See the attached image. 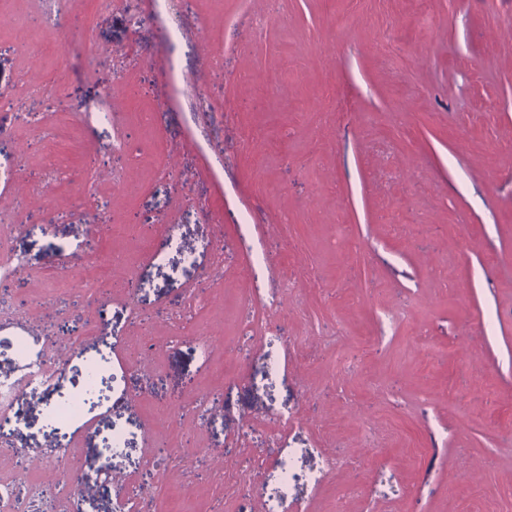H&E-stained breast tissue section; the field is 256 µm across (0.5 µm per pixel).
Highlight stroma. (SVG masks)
<instances>
[{
	"label": "stroma",
	"mask_w": 512,
	"mask_h": 512,
	"mask_svg": "<svg viewBox=\"0 0 512 512\" xmlns=\"http://www.w3.org/2000/svg\"><path fill=\"white\" fill-rule=\"evenodd\" d=\"M140 7L0 0L19 512H512V0Z\"/></svg>",
	"instance_id": "obj_1"
}]
</instances>
